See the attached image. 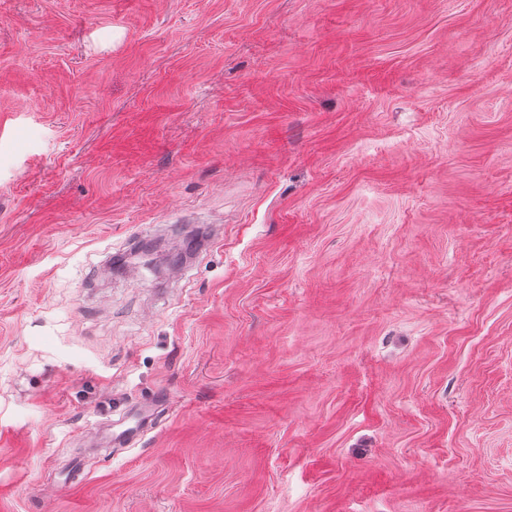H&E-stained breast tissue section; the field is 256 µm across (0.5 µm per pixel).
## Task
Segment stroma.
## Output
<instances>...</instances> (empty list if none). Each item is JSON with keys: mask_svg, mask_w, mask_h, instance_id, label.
Wrapping results in <instances>:
<instances>
[{"mask_svg": "<svg viewBox=\"0 0 512 512\" xmlns=\"http://www.w3.org/2000/svg\"><path fill=\"white\" fill-rule=\"evenodd\" d=\"M0 512H512V0H0ZM160 403H154L148 408L114 410L113 417L105 422V444L98 448H85L89 453H94L103 447L114 450H123L135 447L144 436V433L152 428L158 415ZM114 415L117 418H114ZM134 421L133 426H125V423Z\"/></svg>", "mask_w": 512, "mask_h": 512, "instance_id": "stroma-1", "label": "stroma"}]
</instances>
